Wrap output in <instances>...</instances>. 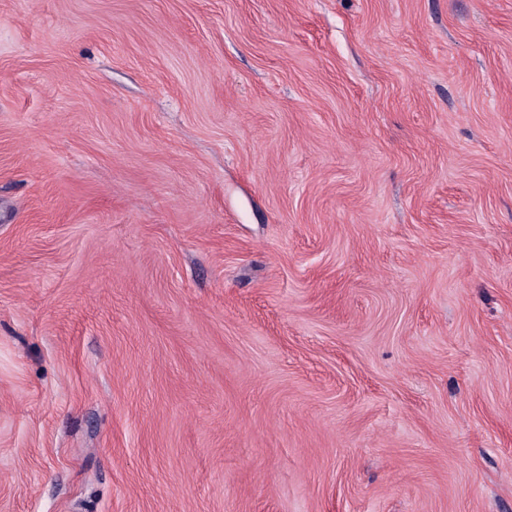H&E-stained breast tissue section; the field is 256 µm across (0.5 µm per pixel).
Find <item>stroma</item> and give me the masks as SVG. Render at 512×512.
<instances>
[{
	"label": "stroma",
	"mask_w": 512,
	"mask_h": 512,
	"mask_svg": "<svg viewBox=\"0 0 512 512\" xmlns=\"http://www.w3.org/2000/svg\"><path fill=\"white\" fill-rule=\"evenodd\" d=\"M0 512H512V0H0Z\"/></svg>",
	"instance_id": "obj_1"
}]
</instances>
